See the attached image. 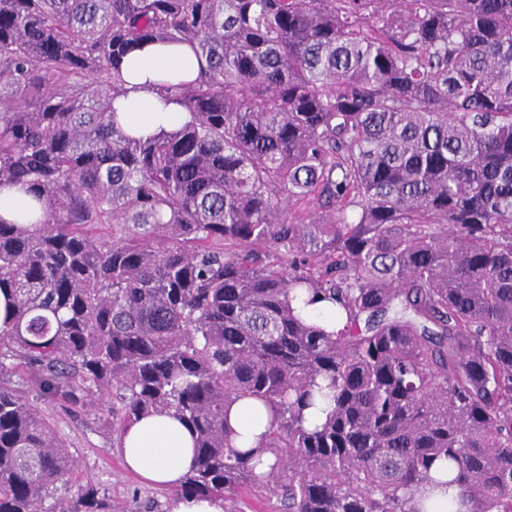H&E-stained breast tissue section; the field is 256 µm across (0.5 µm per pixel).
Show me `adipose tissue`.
Wrapping results in <instances>:
<instances>
[{"instance_id":"1","label":"adipose tissue","mask_w":512,"mask_h":512,"mask_svg":"<svg viewBox=\"0 0 512 512\" xmlns=\"http://www.w3.org/2000/svg\"><path fill=\"white\" fill-rule=\"evenodd\" d=\"M199 67L185 45H148L137 51L124 70L127 93L114 103L119 123L135 136L179 127L185 112L177 104H164L152 86L164 76L193 79ZM229 424L237 433V447L244 451L254 448L268 429L264 408L247 399L231 406ZM122 454L127 467L145 480L174 487L194 462L193 436L173 416L144 417L123 435Z\"/></svg>"}]
</instances>
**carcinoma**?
<instances>
[{
	"instance_id": "cac0c4a2",
	"label": "carcinoma",
	"mask_w": 512,
	"mask_h": 512,
	"mask_svg": "<svg viewBox=\"0 0 512 512\" xmlns=\"http://www.w3.org/2000/svg\"><path fill=\"white\" fill-rule=\"evenodd\" d=\"M147 44L204 64L157 87L188 120L135 138L111 103ZM5 184L39 208L0 217V374L112 398L119 438L177 416L175 494L418 512L441 464L465 512H512V0H0ZM238 399L269 412L248 452ZM75 479L0 386V512Z\"/></svg>"
}]
</instances>
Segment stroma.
<instances>
[{
	"mask_svg": "<svg viewBox=\"0 0 512 512\" xmlns=\"http://www.w3.org/2000/svg\"><path fill=\"white\" fill-rule=\"evenodd\" d=\"M0 385L26 396L55 426L77 462L79 484L96 485L113 504L135 512H170L172 490L150 484L126 468L110 421L97 402L41 397L36 375L26 367L0 375Z\"/></svg>",
	"mask_w": 512,
	"mask_h": 512,
	"instance_id": "35a3bbf8",
	"label": "stroma"
}]
</instances>
